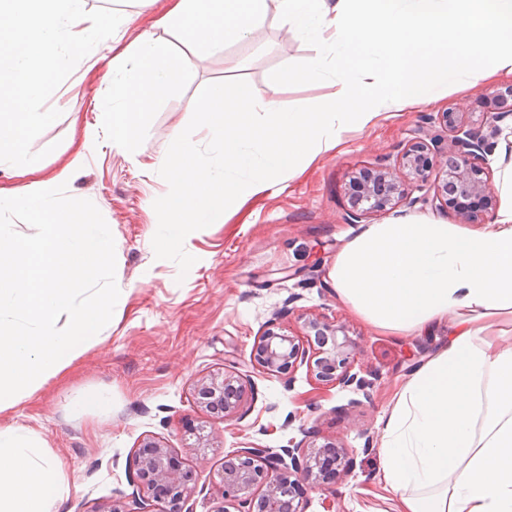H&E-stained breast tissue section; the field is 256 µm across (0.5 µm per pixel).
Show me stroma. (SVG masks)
<instances>
[{"label":"stroma","mask_w":512,"mask_h":512,"mask_svg":"<svg viewBox=\"0 0 512 512\" xmlns=\"http://www.w3.org/2000/svg\"><path fill=\"white\" fill-rule=\"evenodd\" d=\"M87 7L129 16L115 32L121 45L149 28L174 38L171 29L153 25L168 0H87ZM111 48L98 44L54 91L47 105L61 116L31 149L43 152L40 166L50 176L83 154L67 193L91 200L110 224L120 297L111 322L69 366L0 410V427L24 424L52 449L72 488L58 512H96L119 494H131L134 453L147 436L163 438L194 465L193 512H213L219 496L213 475L226 454L254 445L280 448L306 434L335 440L354 459L348 479L301 485L307 512H394V495L380 483V418L420 361L447 341L448 328L419 336L376 330L337 300L329 272L362 227L403 216L456 226L461 219L424 203L433 193L428 181L416 190V203L404 201L347 223L349 177L364 166L394 165L418 129L437 132L439 112L480 119L486 93L512 84V75L452 86L431 104L349 128L337 148L303 171L283 177L223 223L190 233L184 249L196 262L183 276L175 262L156 258L152 247L153 202L167 189L154 163L165 156L174 129L187 126L188 101L205 85L237 77L249 83L257 101L273 96L283 108L329 100L337 86L327 80L273 87V70L309 60L315 50L271 14L255 38L230 43L224 52L189 51L187 74L156 103L134 152L109 140ZM228 57L241 61L238 72L226 70ZM90 132L96 136L92 146L85 143ZM304 315L348 327L356 369L375 378L369 393L322 384L303 365L289 377L266 375L252 365V345L270 320L295 331ZM223 365L248 380L246 403L231 421L211 417L192 399L195 382ZM192 426L211 432L217 449L190 448L186 430Z\"/></svg>","instance_id":"stroma-1"}]
</instances>
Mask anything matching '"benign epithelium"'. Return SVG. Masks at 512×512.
I'll list each match as a JSON object with an SVG mask.
<instances>
[{
	"instance_id": "1",
	"label": "benign epithelium",
	"mask_w": 512,
	"mask_h": 512,
	"mask_svg": "<svg viewBox=\"0 0 512 512\" xmlns=\"http://www.w3.org/2000/svg\"><path fill=\"white\" fill-rule=\"evenodd\" d=\"M512 86L487 95V110L474 123L462 112L449 108L440 113L441 132L419 137L402 153L397 165L377 170L361 168L349 180L351 224L362 216L393 209L407 198L411 187L425 182L431 170L445 167V178L435 185L433 196L422 202L450 207L469 224H478L495 211L498 200L484 155L499 139L512 148V127L499 125L503 110L512 109ZM251 362L258 371L273 376L289 373L305 364L319 382L366 391L372 382L354 371L353 342L341 324L318 317L304 320L295 333L269 323L252 347ZM246 385L235 371L220 367L198 379L193 387L195 403L203 410L231 420L243 406ZM333 456L336 464L352 466L348 450L327 441L318 446L303 438L288 441L277 451L244 447L224 456L215 473L221 501L212 512H306L298 484H318L322 463ZM136 475L129 499L116 498L96 512H192L188 501L195 491V473L184 459L158 437L139 444Z\"/></svg>"
}]
</instances>
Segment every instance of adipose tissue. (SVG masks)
I'll use <instances>...</instances> for the list:
<instances>
[{
    "instance_id": "obj_1",
    "label": "adipose tissue",
    "mask_w": 512,
    "mask_h": 512,
    "mask_svg": "<svg viewBox=\"0 0 512 512\" xmlns=\"http://www.w3.org/2000/svg\"><path fill=\"white\" fill-rule=\"evenodd\" d=\"M190 62L144 32L112 60V143L131 146ZM492 224L398 217L337 254V298L374 328L448 342L412 373L384 420L382 479L396 512H512V164ZM71 487L45 441L0 428V512H56Z\"/></svg>"
}]
</instances>
